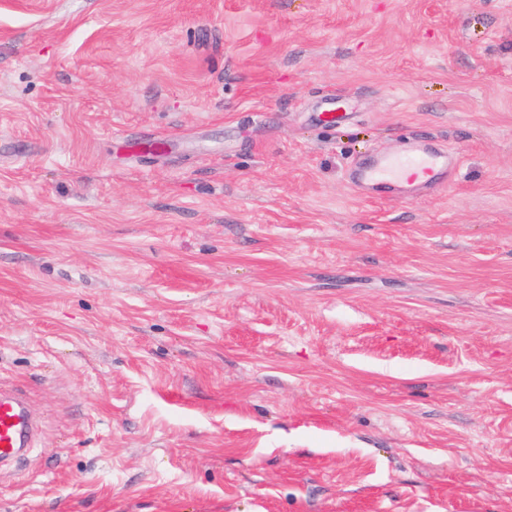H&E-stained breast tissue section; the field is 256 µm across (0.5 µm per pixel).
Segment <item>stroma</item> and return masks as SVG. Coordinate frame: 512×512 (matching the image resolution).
<instances>
[{
	"label": "stroma",
	"mask_w": 512,
	"mask_h": 512,
	"mask_svg": "<svg viewBox=\"0 0 512 512\" xmlns=\"http://www.w3.org/2000/svg\"><path fill=\"white\" fill-rule=\"evenodd\" d=\"M0 387V512H512V0H0ZM447 167V156L428 149L386 156L363 172V178L376 184L403 182L409 187L437 184ZM37 424L20 394L0 389V461L18 458L33 444Z\"/></svg>",
	"instance_id": "35a3bbf8"
}]
</instances>
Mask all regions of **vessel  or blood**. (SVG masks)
<instances>
[{
	"mask_svg": "<svg viewBox=\"0 0 512 512\" xmlns=\"http://www.w3.org/2000/svg\"><path fill=\"white\" fill-rule=\"evenodd\" d=\"M446 167L445 154L417 148L380 159L364 171L363 177L377 184L434 185ZM36 429L35 418L24 397L11 390H0V461H13L31 447Z\"/></svg>",
	"mask_w": 512,
	"mask_h": 512,
	"instance_id": "vessel-or-blood-1",
	"label": "vessel or blood"
}]
</instances>
